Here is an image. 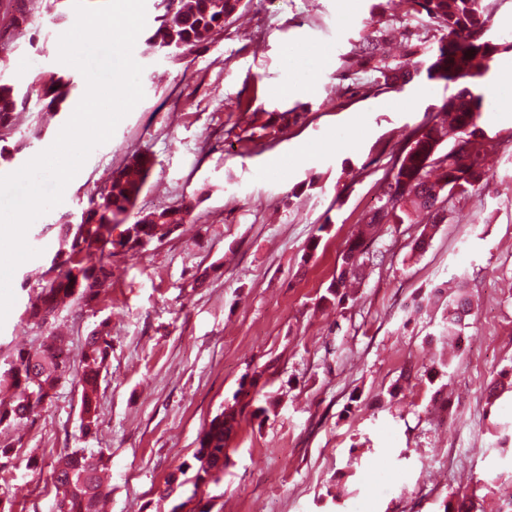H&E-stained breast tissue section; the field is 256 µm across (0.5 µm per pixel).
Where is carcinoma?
<instances>
[{
  "label": "carcinoma",
  "mask_w": 512,
  "mask_h": 512,
  "mask_svg": "<svg viewBox=\"0 0 512 512\" xmlns=\"http://www.w3.org/2000/svg\"><path fill=\"white\" fill-rule=\"evenodd\" d=\"M12 11V31L20 33L32 22L31 0H16ZM406 14L424 19L436 36L429 42L420 30L400 26L411 66H402L383 51L394 29L367 23L364 32L339 57L334 76L353 96L367 98L382 89H400L421 73L430 80L448 84L486 75L496 57L512 54V40L489 34L490 0H402ZM242 7V0H172L156 21L159 25L146 40L150 48L171 54L191 55L228 25ZM36 92L47 107L58 108L69 94V81L56 74L36 80ZM28 95H20L14 85L0 83V159L11 152L4 146L14 133L20 111L26 109ZM489 102L480 93L464 86L449 96L436 113L412 130L394 151L385 171L374 207L349 238L342 252L338 275L320 296L324 304L342 306L353 299L347 285L363 278L369 267L383 262L382 252L372 248L376 234L386 224H413L415 216H428L430 231L421 235V249L435 233L437 225L448 223V202L456 196L480 195L491 155L512 150V140L486 131L479 125ZM309 111L299 103L275 113L261 129L285 128L296 124ZM153 157L136 152L112 172L108 184L91 198L80 218L58 225V249L42 273V282L29 294L26 321L41 330L35 348H20L10 355L8 368L0 374V385L13 391L7 403L0 402V427L9 429L28 419L52 401L68 379L80 388V429L83 436L98 426V391L102 373L112 356V336L107 320H101L86 336L79 351L80 370L73 372L70 344L56 327L62 311L76 305L94 311L101 302V290L112 278V258L134 255L160 242L185 223L189 210L165 208L141 212L128 222L138 195L146 185ZM124 225L123 233L114 230ZM473 313L471 299L448 296L445 330L453 336L465 327ZM512 391V366L486 387L487 404L493 405L502 393ZM240 425L235 406L227 405L205 422L191 459L180 466L184 482L200 488L199 474L206 468L224 471V446ZM109 456L104 449L73 448L61 455L53 471L55 512H99L100 502L111 493L106 481Z\"/></svg>",
  "instance_id": "cac0c4a2"
}]
</instances>
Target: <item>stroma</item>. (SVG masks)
I'll use <instances>...</instances> for the list:
<instances>
[{"label":"stroma","mask_w":512,"mask_h":512,"mask_svg":"<svg viewBox=\"0 0 512 512\" xmlns=\"http://www.w3.org/2000/svg\"><path fill=\"white\" fill-rule=\"evenodd\" d=\"M157 4L146 0L133 49L143 99L28 230L40 255L13 275L0 371L38 335L24 310L57 249L55 225L73 220L129 154L154 158L136 210H193L165 240L113 258L96 313L62 321L75 350L99 321L111 330L98 430L82 436L79 393L64 384L12 429L20 455L0 470V500L12 512H51L53 467L80 446L111 456L103 512H170L188 490L163 498L159 488L191 459L205 421L262 368L261 393L275 407L244 418L228 442L224 477L203 492L211 512H443L454 492L472 495L475 512H512V392L492 405L484 393L512 365V152L494 157L480 198L449 202L451 219L425 250L415 247L421 225H392L376 242L384 262L355 301L320 306L393 150L456 85L421 77L366 99L339 97L336 64L361 34L369 0H248L206 48L179 61L144 49ZM74 22L72 0H37L7 52L28 67L0 65V82L24 92L59 72L79 95L83 75L58 60V39ZM249 100L312 110L255 137ZM72 113L69 102L50 115L30 101L9 140L19 151L0 175L48 148ZM449 288L472 296L475 316L447 340ZM444 347L449 374L427 379ZM438 390L447 407L431 403Z\"/></svg>","instance_id":"35a3bbf8"}]
</instances>
